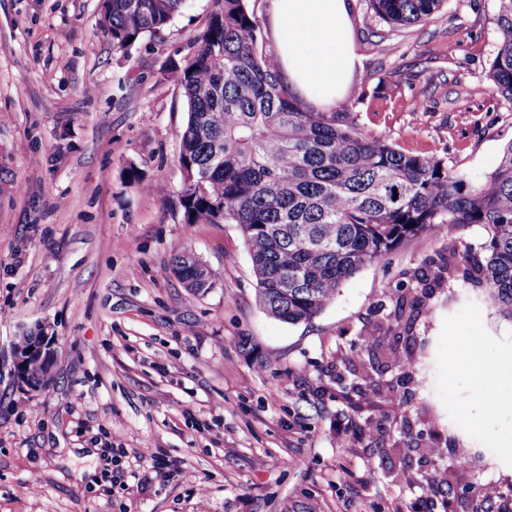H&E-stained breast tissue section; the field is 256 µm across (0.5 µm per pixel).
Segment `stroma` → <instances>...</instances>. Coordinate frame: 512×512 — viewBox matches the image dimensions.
<instances>
[{"mask_svg":"<svg viewBox=\"0 0 512 512\" xmlns=\"http://www.w3.org/2000/svg\"><path fill=\"white\" fill-rule=\"evenodd\" d=\"M100 6L0 0V512H470L489 483L503 512L512 403L487 410L478 380L512 356V320L463 274L416 280L479 252L484 227L403 242L311 321L268 316L237 225L190 226L180 206L187 107L168 69L214 0L124 49ZM496 10L447 0L393 27L354 0L362 132L473 182L493 171L512 143V105L487 90ZM185 251L216 272L208 293L167 274ZM40 329L53 379L32 389L12 348Z\"/></svg>","mask_w":512,"mask_h":512,"instance_id":"obj_1","label":"stroma"}]
</instances>
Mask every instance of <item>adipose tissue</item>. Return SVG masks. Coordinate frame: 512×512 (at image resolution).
Instances as JSON below:
<instances>
[{
  "label": "adipose tissue",
  "mask_w": 512,
  "mask_h": 512,
  "mask_svg": "<svg viewBox=\"0 0 512 512\" xmlns=\"http://www.w3.org/2000/svg\"><path fill=\"white\" fill-rule=\"evenodd\" d=\"M269 23L284 84L306 105L335 108L356 62L351 0H271Z\"/></svg>",
  "instance_id": "obj_1"
}]
</instances>
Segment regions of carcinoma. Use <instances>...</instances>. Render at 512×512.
I'll return each instance as SVG.
<instances>
[{
	"mask_svg": "<svg viewBox=\"0 0 512 512\" xmlns=\"http://www.w3.org/2000/svg\"><path fill=\"white\" fill-rule=\"evenodd\" d=\"M446 0H369L395 26L427 20ZM185 0H105L101 32L116 48L164 30ZM194 50L174 67L187 105L179 164L184 222L235 224L248 247L258 298L288 324L311 320L343 283L435 224H480L485 255L461 254L474 288L512 319V143L498 166L468 181L433 153L368 138L343 106L316 112L294 97L246 0H214ZM491 88L512 103V0H498ZM196 256L168 272L203 295Z\"/></svg>",
	"mask_w": 512,
	"mask_h": 512,
	"instance_id": "cac0c4a2",
	"label": "carcinoma"
}]
</instances>
